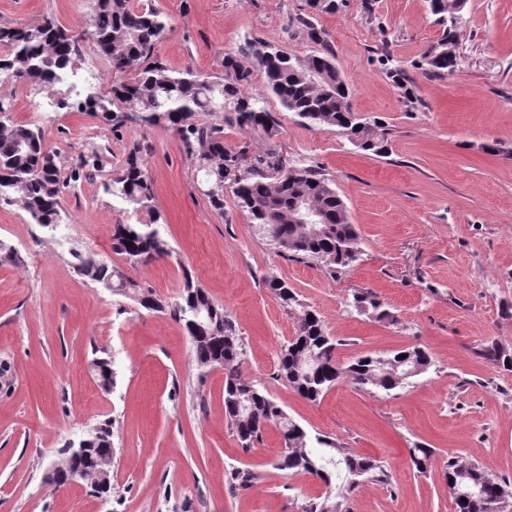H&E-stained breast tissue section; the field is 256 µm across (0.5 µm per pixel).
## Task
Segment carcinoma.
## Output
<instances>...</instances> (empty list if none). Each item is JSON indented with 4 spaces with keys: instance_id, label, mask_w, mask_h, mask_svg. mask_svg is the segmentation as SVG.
Wrapping results in <instances>:
<instances>
[{
    "instance_id": "cac0c4a2",
    "label": "carcinoma",
    "mask_w": 512,
    "mask_h": 512,
    "mask_svg": "<svg viewBox=\"0 0 512 512\" xmlns=\"http://www.w3.org/2000/svg\"><path fill=\"white\" fill-rule=\"evenodd\" d=\"M308 7L301 24L321 46L318 53L300 64L284 51L253 41L245 48L252 64L247 66L239 57L227 54L224 74L217 77L191 67L173 70L154 55L155 45L166 35L168 21L150 0L140 7L132 6L129 0H94L89 23L78 33L49 15L31 24L0 26V79L16 86L50 89L47 98L51 106L64 109L69 90L61 91L57 86L64 84V73L75 68L82 46H92L112 67L114 80L108 94H89L79 101V110L107 125L138 119L145 126L164 124L175 130L196 169L216 181L215 190L206 193L215 211L224 213V191H230L241 211L278 252L316 263L334 276L354 267L362 254L347 205L321 169L288 163L274 141L279 130L266 108L265 96L245 92L257 72L267 91L304 126L334 130L356 148L375 156L389 154L386 126L355 113L326 33L314 24L317 16L336 13V0H308ZM456 48L454 30L446 27L436 44L422 55L421 65L431 75L452 73L459 65ZM381 64L387 77L403 90L405 100L414 103L406 69L395 65L388 53L383 54ZM14 102L13 94L0 95V204L18 205L31 223L54 229L61 222L67 180L58 166L57 152L45 143L43 130L12 120ZM215 112L223 114V123L199 120L200 114ZM234 124L265 136L266 152L255 156L245 142L233 151L226 149L224 126ZM137 153L132 150L127 167L105 183V191L113 200L136 213L149 214L147 222L116 224L112 230L113 250L132 266L172 255L158 229L166 219L154 208L153 185L138 163ZM301 199L322 213L326 223H301L295 212ZM73 257V268L83 277L106 288L135 287L92 253H75ZM267 283L285 305L298 303L284 281L272 277ZM352 303L378 321H397V316L369 292L353 294ZM170 312L185 328L198 367L224 370V413L243 450L254 448L265 429L274 426L284 442L276 462L279 470L310 474L327 487L336 486L338 495L350 494L360 482L385 474L376 458L338 445L326 436H310L266 392L241 377L244 350L235 325L224 307L216 304L192 275L185 274L179 301ZM338 346L339 341L330 335L320 316L304 307L297 315L293 338L278 356V376L300 397L317 403L342 381L387 396L407 384V369L416 377L431 366L429 353L420 346L406 347L387 357L364 355L345 363L339 360ZM483 356L512 371V352L506 348L495 343L483 350ZM93 367L103 388L114 385L111 360L98 358ZM89 440L82 455H66L58 463L79 473L76 480L90 482L91 488L102 494L104 490L92 472L99 467L100 450L112 446L111 425L94 428ZM409 456L416 471L423 473L435 451L417 446L409 449ZM442 472L457 512H494L502 499L512 500V482L492 477L472 460L450 456L443 461ZM466 485L476 493L464 503L456 490Z\"/></svg>"
}]
</instances>
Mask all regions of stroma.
<instances>
[{
    "label": "stroma",
    "mask_w": 512,
    "mask_h": 512,
    "mask_svg": "<svg viewBox=\"0 0 512 512\" xmlns=\"http://www.w3.org/2000/svg\"><path fill=\"white\" fill-rule=\"evenodd\" d=\"M153 2L169 23L155 53L176 70L221 74L225 54L253 38L300 61L316 51L298 22L306 0ZM92 11V0H0V26L51 15L77 31ZM318 24L354 110L392 133L390 154L378 157L267 100L282 155L321 168L359 228L360 261L334 276L279 255L232 193L214 211L174 130L107 126L74 107L52 110L45 92L18 90L14 120L41 127L63 175L93 148L105 170L66 189L57 231L0 206V241L18 255L0 263V512H302L324 496L320 480L275 468L276 428L241 449L224 415L223 371L201 372L183 325L139 305L140 291L174 304L187 271L234 321L244 378L310 435L382 461L389 482L363 483L338 498L337 512H455L441 472L450 454L512 480V371L482 355L494 343L512 350V0H468L456 28L460 65L442 77L417 66L442 33L426 0H376L370 12L343 0ZM386 52L407 64L418 103L406 104L387 78ZM133 150L174 250L136 267L111 247L114 224L136 217L104 191ZM77 252L111 260L137 292L77 275ZM271 276L321 316L341 361L421 345L431 368L388 396L342 383L320 402L301 398L276 376L296 319L268 287ZM357 291L375 294L396 323L356 311ZM97 358L112 361L110 390L91 368ZM106 421L111 495L81 481L54 484L50 462ZM418 444L436 451L424 474L409 458ZM236 469L254 472L253 486L239 489Z\"/></svg>",
    "instance_id": "1"
}]
</instances>
